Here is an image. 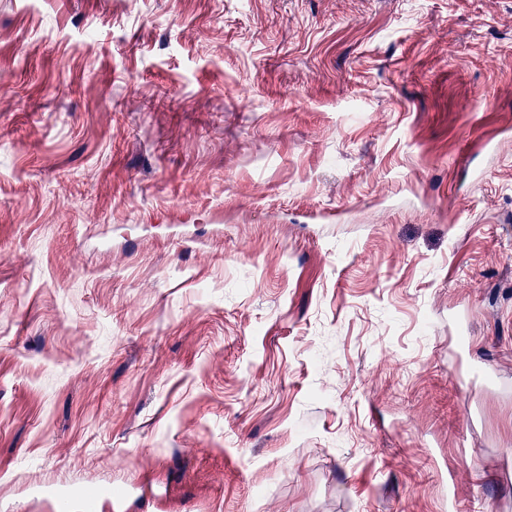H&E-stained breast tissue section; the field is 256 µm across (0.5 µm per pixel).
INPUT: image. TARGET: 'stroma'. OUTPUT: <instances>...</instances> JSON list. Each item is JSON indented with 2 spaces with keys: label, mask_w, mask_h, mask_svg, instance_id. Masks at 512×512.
Wrapping results in <instances>:
<instances>
[{
  "label": "stroma",
  "mask_w": 512,
  "mask_h": 512,
  "mask_svg": "<svg viewBox=\"0 0 512 512\" xmlns=\"http://www.w3.org/2000/svg\"><path fill=\"white\" fill-rule=\"evenodd\" d=\"M512 512V0H0V512Z\"/></svg>",
  "instance_id": "obj_1"
}]
</instances>
